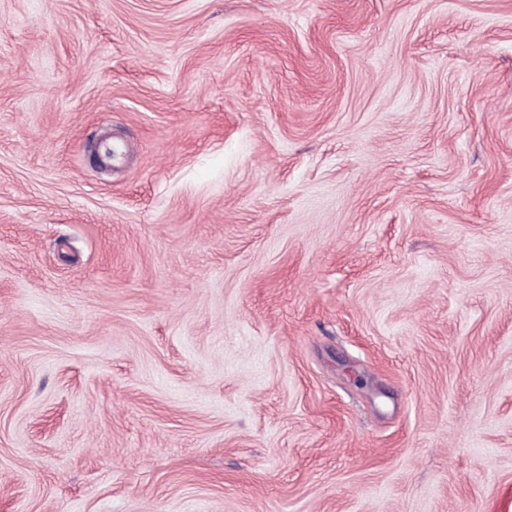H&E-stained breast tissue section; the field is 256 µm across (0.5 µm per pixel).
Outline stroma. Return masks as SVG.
Wrapping results in <instances>:
<instances>
[{"instance_id":"1","label":"stroma","mask_w":512,"mask_h":512,"mask_svg":"<svg viewBox=\"0 0 512 512\" xmlns=\"http://www.w3.org/2000/svg\"><path fill=\"white\" fill-rule=\"evenodd\" d=\"M0 512H512V0H0Z\"/></svg>"}]
</instances>
